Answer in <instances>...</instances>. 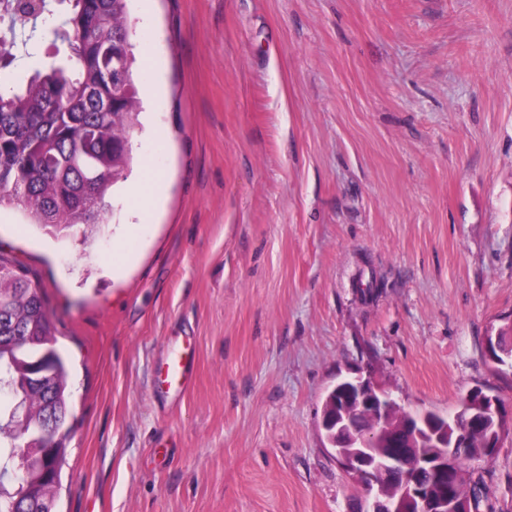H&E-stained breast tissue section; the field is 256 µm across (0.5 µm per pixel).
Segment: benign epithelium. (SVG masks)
<instances>
[{
  "label": "benign epithelium",
  "instance_id": "1",
  "mask_svg": "<svg viewBox=\"0 0 512 512\" xmlns=\"http://www.w3.org/2000/svg\"><path fill=\"white\" fill-rule=\"evenodd\" d=\"M335 390L341 404L324 412L322 427L331 448L336 450L340 463L364 489V512H411L412 506L417 502L422 505L424 512H459L456 507V494L448 491L452 475L451 461L448 458L440 457L429 465V484L419 485L410 478V474L420 468L421 457L393 448V441L404 426H399L397 431L389 427V421L397 415L398 409L391 396H377L376 384L371 378L361 376L336 383ZM358 409L367 411L378 424L379 433L388 439V450L383 457L382 466L404 478L402 489L397 494L386 492L372 477L375 464L366 449L374 440V433L362 427L356 414ZM478 415L484 420L496 419L501 422L497 432L489 434L486 439L487 447L497 449L505 431L512 430V416L503 413L499 399L480 391H471L461 400L458 410L449 421L463 437L470 427L476 425L475 418ZM345 437L357 441L360 451L351 454L338 451Z\"/></svg>",
  "mask_w": 512,
  "mask_h": 512
}]
</instances>
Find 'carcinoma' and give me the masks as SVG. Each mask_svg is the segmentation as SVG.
Masks as SVG:
<instances>
[{"instance_id": "obj_1", "label": "carcinoma", "mask_w": 512, "mask_h": 512, "mask_svg": "<svg viewBox=\"0 0 512 512\" xmlns=\"http://www.w3.org/2000/svg\"><path fill=\"white\" fill-rule=\"evenodd\" d=\"M130 0H0V207L19 211L56 239L86 242L115 211L114 194L136 164L126 147L143 126ZM64 53L18 81L12 52L18 37ZM29 402L19 431L0 407V475H14L23 512H54L51 481L60 479L66 447L49 415H71L68 369L55 348L40 287L0 253V393ZM420 438L412 452L453 458L458 493L481 512L483 477L466 466L490 456L479 435L448 429L437 448L426 426L439 414L412 416Z\"/></svg>"}]
</instances>
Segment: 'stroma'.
Instances as JSON below:
<instances>
[{
  "instance_id": "35a3bbf8",
  "label": "stroma",
  "mask_w": 512,
  "mask_h": 512,
  "mask_svg": "<svg viewBox=\"0 0 512 512\" xmlns=\"http://www.w3.org/2000/svg\"><path fill=\"white\" fill-rule=\"evenodd\" d=\"M130 13L144 129L113 218L62 244L0 211L69 368L56 512H347L361 487L321 428L337 379L409 413L512 403L486 350L512 323V0ZM475 469L512 512V434ZM185 375L186 362L184 361V358L178 354L169 357L161 371L162 382L169 388H184Z\"/></svg>"
}]
</instances>
